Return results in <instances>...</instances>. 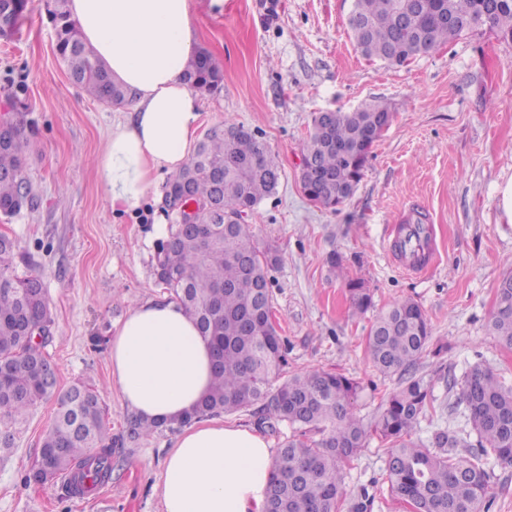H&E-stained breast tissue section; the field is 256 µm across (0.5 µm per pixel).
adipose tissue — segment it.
I'll return each mask as SVG.
<instances>
[{
	"label": "adipose tissue",
	"instance_id": "obj_1",
	"mask_svg": "<svg viewBox=\"0 0 512 512\" xmlns=\"http://www.w3.org/2000/svg\"><path fill=\"white\" fill-rule=\"evenodd\" d=\"M69 7L82 39L135 93L132 118L113 125L97 163L113 211L130 212L192 153L201 106L183 72L195 53V13L223 10L224 0H70ZM109 358L112 382L135 417H183L211 384L212 348L173 299L131 307ZM273 464L268 442L253 429L191 425L163 464V512H264Z\"/></svg>",
	"mask_w": 512,
	"mask_h": 512
}]
</instances>
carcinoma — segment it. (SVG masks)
Returning a JSON list of instances; mask_svg holds the SVG:
<instances>
[{
    "label": "carcinoma",
    "instance_id": "obj_1",
    "mask_svg": "<svg viewBox=\"0 0 512 512\" xmlns=\"http://www.w3.org/2000/svg\"><path fill=\"white\" fill-rule=\"evenodd\" d=\"M57 51L69 78L93 98L123 107L133 92L115 82L94 50L81 38L67 0H55ZM29 0H0V37L16 35ZM486 26L512 39V0H353L348 29L360 52L391 66L409 64L476 28ZM189 85L203 93L220 90L222 75L211 55L200 52L185 70ZM393 118L389 107L366 103L354 110H331L313 120L303 156L313 166L302 170L303 193L314 205L334 209L350 199L364 176L371 149ZM27 141L13 122L0 126V214L14 217L34 199L23 193ZM282 170L255 134L229 124L206 131L195 153L169 182L165 209L175 215L179 186L209 199L197 208L194 231L179 224L176 243L160 250L158 283L170 298L187 307L214 348L210 391L193 413L167 424L133 418L130 438H147L162 427L252 408L258 422L294 429L279 448L267 491V512H336L347 495L345 467L372 435L388 445L386 479L391 492L414 512H488L491 473L485 459L512 466V388L481 365L461 380L458 404L477 435L478 452L462 457V439L437 429L425 440L414 438L419 417L431 405L429 384L416 374L428 347L431 326L420 305L400 300L378 314L367 345L375 368L399 375L373 420L356 415L360 385L336 373L311 368L288 374V345L271 320L269 271L279 262L273 248L259 249L241 215L254 209L277 187ZM24 259L18 243L0 236V423L21 421L37 403L56 399L53 422L36 460L40 471L21 475L24 485L39 477L59 486V497L95 495L112 483L113 447L96 389L83 384L60 392L57 380L39 373L43 348L51 339L49 299L37 275L19 277L15 260ZM354 310L364 314L372 297L362 282L349 280ZM33 311L32 332L21 333L24 312ZM491 329L512 346V273L497 293Z\"/></svg>",
    "mask_w": 512,
    "mask_h": 512
}]
</instances>
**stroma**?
<instances>
[{
    "mask_svg": "<svg viewBox=\"0 0 512 512\" xmlns=\"http://www.w3.org/2000/svg\"><path fill=\"white\" fill-rule=\"evenodd\" d=\"M353 0H224L199 11L198 48L224 74L222 89L201 97V130L236 124L253 131L277 158L282 176L246 218L259 247L281 258L271 273L272 321L288 341V371L320 368L360 381L356 412L371 419L396 377L374 368L366 338L378 311L412 299L432 328L418 374L434 401L417 436L449 427L471 454L476 436L451 378L470 365L489 367L512 387V346L490 329L497 287L512 271V224L498 188L512 179V40L480 28L452 44L392 67L364 57L347 19ZM54 0H30L19 34L0 39V118L23 123L27 177L39 205L0 214V235L25 253L18 276L39 274L49 297L54 339L46 352L58 388L97 389L112 434L128 431L130 413L111 386L109 343L136 303L162 299L155 267L161 235L174 219L162 204L133 214L110 210L95 167L115 121L113 108L69 79L56 51ZM389 106L393 120L376 142L353 197L331 210L304 195L303 147L317 113L365 102ZM425 216L437 232L438 260L425 274L406 273L387 253L388 226L399 213ZM343 274L329 271L330 252ZM361 281L374 308L353 314L347 280ZM54 400L37 403L17 425L10 453H0V512H162L157 484L177 431L163 429L115 449L112 483L84 499H59L23 486L52 423ZM384 443L370 438L346 469L347 500L368 492L369 512H413L386 481Z\"/></svg>",
    "mask_w": 512,
    "mask_h": 512,
    "instance_id": "35a3bbf8",
    "label": "stroma"
}]
</instances>
